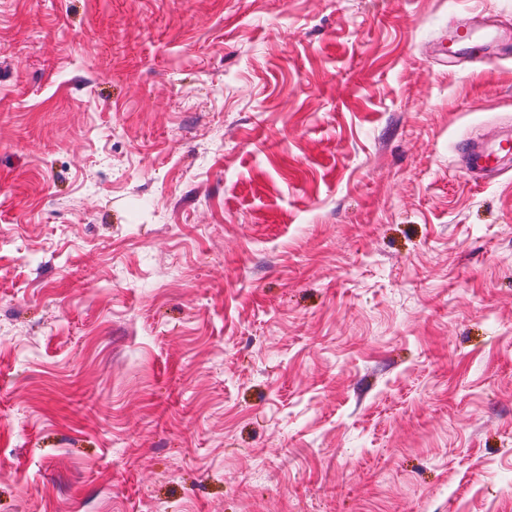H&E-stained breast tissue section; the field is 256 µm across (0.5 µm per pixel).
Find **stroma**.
Masks as SVG:
<instances>
[{"instance_id": "stroma-1", "label": "stroma", "mask_w": 512, "mask_h": 512, "mask_svg": "<svg viewBox=\"0 0 512 512\" xmlns=\"http://www.w3.org/2000/svg\"><path fill=\"white\" fill-rule=\"evenodd\" d=\"M512 0H0V512H512ZM458 151L467 170L473 175L483 176L496 172L499 159L512 155V139H501L492 148H481L469 140H464L458 145Z\"/></svg>"}]
</instances>
